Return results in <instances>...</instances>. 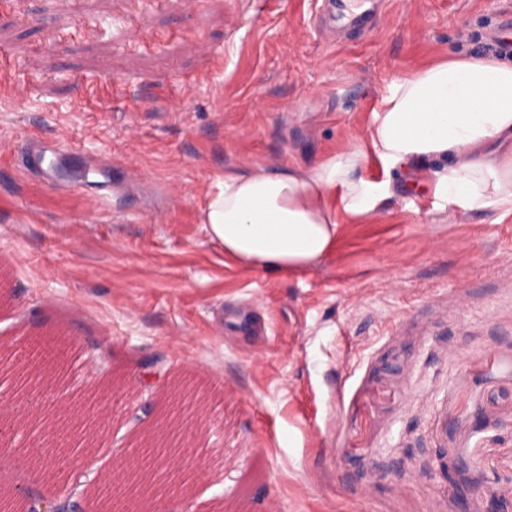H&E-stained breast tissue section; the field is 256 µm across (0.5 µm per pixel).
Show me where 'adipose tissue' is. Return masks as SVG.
<instances>
[{
    "label": "adipose tissue",
    "mask_w": 512,
    "mask_h": 512,
    "mask_svg": "<svg viewBox=\"0 0 512 512\" xmlns=\"http://www.w3.org/2000/svg\"><path fill=\"white\" fill-rule=\"evenodd\" d=\"M371 159L383 179L366 174ZM424 187L467 211H512V64L462 56L398 78L365 145L309 169L227 171L200 222L238 265L295 275L335 254L341 218L369 217Z\"/></svg>",
    "instance_id": "1"
}]
</instances>
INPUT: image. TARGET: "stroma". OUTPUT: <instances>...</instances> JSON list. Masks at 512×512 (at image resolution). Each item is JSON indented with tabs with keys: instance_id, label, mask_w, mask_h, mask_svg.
<instances>
[{
	"instance_id": "1",
	"label": "stroma",
	"mask_w": 512,
	"mask_h": 512,
	"mask_svg": "<svg viewBox=\"0 0 512 512\" xmlns=\"http://www.w3.org/2000/svg\"><path fill=\"white\" fill-rule=\"evenodd\" d=\"M511 7L387 0L323 34L316 0H0V381L28 340L71 344L12 414L95 401L106 476L179 395L202 477L178 512H456L457 452L512 499L511 213L405 194L294 276L199 222L225 171L365 144L396 77L487 53ZM32 440L0 488L95 512L92 478L35 482ZM370 3V6L367 4ZM379 2L370 0H347L346 9L354 29H371L375 26V17L378 11Z\"/></svg>"
}]
</instances>
